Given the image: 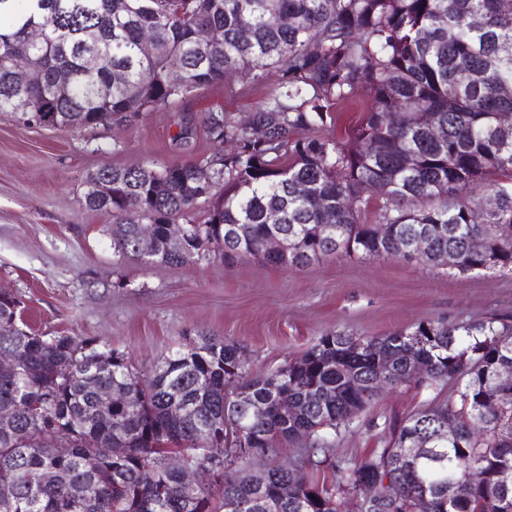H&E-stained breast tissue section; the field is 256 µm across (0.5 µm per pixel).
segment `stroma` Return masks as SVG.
<instances>
[{
	"mask_svg": "<svg viewBox=\"0 0 512 512\" xmlns=\"http://www.w3.org/2000/svg\"><path fill=\"white\" fill-rule=\"evenodd\" d=\"M277 83L230 81L125 125L60 130L0 112V290L20 295L36 332L96 337L151 373L195 332L240 347L257 374L298 357L329 332L381 336L419 322L512 317V271L460 274L400 259L335 257L301 269L218 260L147 266L112 247V216L83 201L87 176L103 167L193 159L219 151L203 123L223 110L247 119ZM191 124L190 149L173 138ZM447 389L383 390L337 434L335 457L380 447V423L415 412Z\"/></svg>",
	"mask_w": 512,
	"mask_h": 512,
	"instance_id": "stroma-1",
	"label": "stroma"
}]
</instances>
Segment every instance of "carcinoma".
Listing matches in <instances>:
<instances>
[{
    "label": "carcinoma",
    "instance_id": "cac0c4a2",
    "mask_svg": "<svg viewBox=\"0 0 512 512\" xmlns=\"http://www.w3.org/2000/svg\"><path fill=\"white\" fill-rule=\"evenodd\" d=\"M202 28L223 38L202 45ZM272 71L277 88L247 121L205 113L209 136L224 133L233 150L86 179L83 202L112 215L120 256L288 269L335 255L437 265L453 253L460 274L512 271V128L499 122L512 110V0H0V112L24 123L120 124L229 76L259 86ZM362 92L369 104L334 131L337 108ZM102 180L112 183L107 198ZM168 224L185 225L182 248L169 246ZM271 236L281 252H265ZM19 307L0 292V354L16 363L0 375V411L12 414L0 422V512H363L366 477L383 494L406 487L394 512H512V385L498 380L512 367L511 322L331 332L260 374L240 364L237 346L201 333L146 376L95 337L28 330ZM368 381L452 392L384 424L369 456L337 460L334 437L376 398L358 394ZM112 388L121 397L104 421L99 395ZM281 394L300 413L278 407ZM251 403L269 405L267 414L250 416ZM450 422L451 438L442 432ZM216 423L227 466L189 501L168 456L196 464ZM302 440L303 463L326 466L331 479L263 507L286 475L250 466ZM98 448L115 452L86 469Z\"/></svg>",
    "mask_w": 512,
    "mask_h": 512
}]
</instances>
